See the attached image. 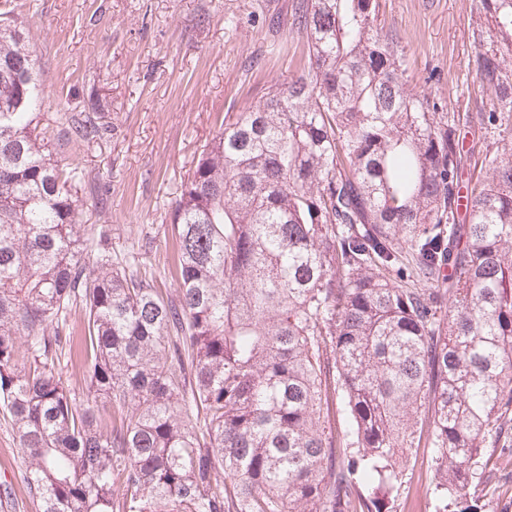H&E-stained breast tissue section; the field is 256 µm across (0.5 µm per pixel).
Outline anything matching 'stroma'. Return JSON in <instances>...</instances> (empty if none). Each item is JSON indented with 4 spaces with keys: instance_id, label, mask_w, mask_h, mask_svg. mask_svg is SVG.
<instances>
[{
    "instance_id": "35a3bbf8",
    "label": "stroma",
    "mask_w": 512,
    "mask_h": 512,
    "mask_svg": "<svg viewBox=\"0 0 512 512\" xmlns=\"http://www.w3.org/2000/svg\"><path fill=\"white\" fill-rule=\"evenodd\" d=\"M296 0H0L23 27L43 80L40 127L76 170L78 223L104 229L114 257L175 294L169 211L225 113L256 104L303 65ZM380 19L404 49L414 93L450 112L489 110L469 66L473 0H380ZM94 117L107 133L68 134ZM399 490L397 512H434L427 439ZM478 494L486 512H512V451L497 450ZM11 422L0 410V512H39L20 475Z\"/></svg>"
}]
</instances>
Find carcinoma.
I'll return each mask as SVG.
<instances>
[{"mask_svg": "<svg viewBox=\"0 0 512 512\" xmlns=\"http://www.w3.org/2000/svg\"><path fill=\"white\" fill-rule=\"evenodd\" d=\"M472 12L477 127L410 91L376 0H297L307 64L224 115L172 205L174 297L81 235L0 16V407L40 512H396L423 431L435 512H484L512 447V0Z\"/></svg>", "mask_w": 512, "mask_h": 512, "instance_id": "carcinoma-1", "label": "carcinoma"}]
</instances>
